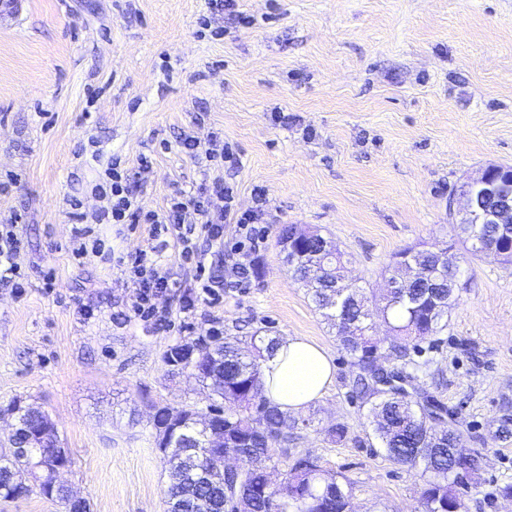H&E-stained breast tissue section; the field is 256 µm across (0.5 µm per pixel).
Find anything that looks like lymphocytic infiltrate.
Wrapping results in <instances>:
<instances>
[{
  "instance_id": "obj_1",
  "label": "lymphocytic infiltrate",
  "mask_w": 512,
  "mask_h": 512,
  "mask_svg": "<svg viewBox=\"0 0 512 512\" xmlns=\"http://www.w3.org/2000/svg\"><path fill=\"white\" fill-rule=\"evenodd\" d=\"M178 145L198 162L213 165L217 175L211 185L197 194L176 196L157 210H147L141 205L144 184L134 173L122 168L119 160H112L105 175L93 184L91 193L100 200L101 206L93 213H85L82 199L70 198L69 216L77 226L70 244L73 259L102 261L115 260L117 266L126 267L133 285L131 308L135 316L143 320L164 323L168 319L166 310L157 306L156 300L175 282L169 269L148 265L144 252L113 257L111 246L97 236L93 230L97 224H144L149 236L159 247L177 249L183 262L193 264L194 287L185 298L186 307L197 302L217 304L224 298L228 286L224 278V227H238L239 239L234 252L257 253L264 240L260 224L266 216V194L256 190V205L242 211L234 203L233 190L226 185L222 172L225 166L237 165L238 159L226 145L219 133H211L207 142L194 136L180 138ZM21 214L10 213L0 217V288L23 294L27 286L22 271L20 255L24 244L19 225Z\"/></svg>"
}]
</instances>
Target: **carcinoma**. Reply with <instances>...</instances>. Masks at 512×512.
Returning <instances> with one entry per match:
<instances>
[{"label":"carcinoma","mask_w":512,"mask_h":512,"mask_svg":"<svg viewBox=\"0 0 512 512\" xmlns=\"http://www.w3.org/2000/svg\"><path fill=\"white\" fill-rule=\"evenodd\" d=\"M502 220L501 224H455L453 231L472 257H481L472 247L475 234L503 254V264H512V215L507 213ZM439 249L437 244L407 247L393 261L406 271L427 267ZM289 271L307 288L315 309L336 329V339L351 359L353 389L368 405L367 420L386 457L416 470L421 478L424 512H462L460 490L478 484L479 466L470 464L467 482L459 481L457 462L448 455V449L461 444L455 420L416 384V373L407 371L419 343L448 327V312L458 301L448 296V289L461 286L448 273L423 280L408 276L406 287L378 296L365 293L355 283L333 289L339 274H329L316 284L308 281L307 268L302 265H292ZM376 320L388 325L389 336L372 335ZM277 344L278 339L257 333L250 336L246 348L236 336L212 333L195 340L196 356L180 371L209 389L212 403L208 410L224 412V436L240 453V468L226 473L201 461L204 454L214 453L195 433L196 417L203 411L186 405L165 426L150 421L156 448L182 451L179 461L167 459L168 512H222L232 502L227 490L233 487L247 490L246 512H351V482L339 480L307 456L288 463L290 415L261 398L262 361ZM17 407L12 403L11 408ZM19 408L20 423L7 437L8 448L0 452V499L27 494V481L32 478L42 495L61 503L66 512H87L88 504L73 503L68 488L47 474L46 467L58 460L68 467L73 464L69 449L61 443L50 448L41 443L40 435L54 428L53 422L29 405ZM441 419L448 424L438 425ZM276 442L283 444L284 480L272 487L268 468L274 461Z\"/></svg>","instance_id":"obj_1"}]
</instances>
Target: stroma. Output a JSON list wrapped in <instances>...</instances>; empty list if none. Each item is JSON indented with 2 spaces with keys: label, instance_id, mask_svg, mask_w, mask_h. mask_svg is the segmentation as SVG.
Returning <instances> with one entry per match:
<instances>
[{
  "label": "stroma",
  "instance_id": "stroma-1",
  "mask_svg": "<svg viewBox=\"0 0 512 512\" xmlns=\"http://www.w3.org/2000/svg\"><path fill=\"white\" fill-rule=\"evenodd\" d=\"M209 0H10L0 6V215L21 213L23 295L0 288V440L16 399L49 416L74 464L62 479L90 512H167L168 466L150 406L206 408L208 391L163 357L210 328L304 336L331 357L324 396L295 414L291 454L353 486V512H422V481L389 461L335 331L283 264L282 225L315 227L383 287L400 250L449 243L464 288L439 346L423 347V387L454 415L481 462L464 512H512V267L469 259L452 242L460 185L512 166V0H237L254 27L197 35ZM287 112L280 126L273 110ZM219 132L240 161L237 205L267 193L269 224L243 288L185 309L194 271L174 249L152 252L145 228H102L116 251L146 250L172 269L169 320L129 313L127 272L68 253L67 200L98 207L90 186L108 159L153 158L142 205L155 209L210 181L174 143ZM55 268L53 288L43 273ZM93 309L83 318L82 309ZM347 437L331 442L328 427Z\"/></svg>",
  "mask_w": 512,
  "mask_h": 512
}]
</instances>
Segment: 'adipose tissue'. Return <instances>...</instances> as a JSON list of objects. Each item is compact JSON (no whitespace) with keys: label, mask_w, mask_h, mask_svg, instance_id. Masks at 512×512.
<instances>
[{"label":"adipose tissue","mask_w":512,"mask_h":512,"mask_svg":"<svg viewBox=\"0 0 512 512\" xmlns=\"http://www.w3.org/2000/svg\"><path fill=\"white\" fill-rule=\"evenodd\" d=\"M334 378L325 349L303 336L281 338L262 363V396L288 413L320 399Z\"/></svg>","instance_id":"obj_1"}]
</instances>
